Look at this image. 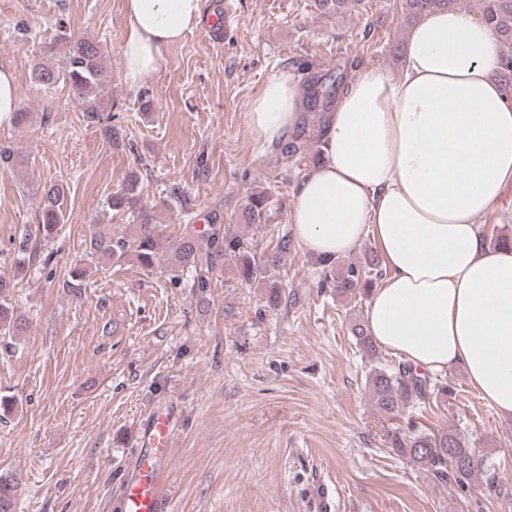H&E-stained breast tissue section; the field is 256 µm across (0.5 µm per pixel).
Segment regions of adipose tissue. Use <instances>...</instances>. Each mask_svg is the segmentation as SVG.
Here are the masks:
<instances>
[{"mask_svg": "<svg viewBox=\"0 0 512 512\" xmlns=\"http://www.w3.org/2000/svg\"><path fill=\"white\" fill-rule=\"evenodd\" d=\"M131 86L152 82L164 50L202 20L201 0H124ZM495 32L455 10L409 30L404 67L355 70L322 131L320 160L288 222L319 256L372 239L383 265L366 308L375 343L420 371L463 369L512 416V247L488 249L485 216L512 183V96ZM306 103L293 79L268 81L248 106L258 139L295 130Z\"/></svg>", "mask_w": 512, "mask_h": 512, "instance_id": "adipose-tissue-1", "label": "adipose tissue"}]
</instances>
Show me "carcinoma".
Listing matches in <instances>:
<instances>
[{
	"mask_svg": "<svg viewBox=\"0 0 512 512\" xmlns=\"http://www.w3.org/2000/svg\"><path fill=\"white\" fill-rule=\"evenodd\" d=\"M413 14L437 8H453L460 0H407ZM468 5L481 16L499 37L501 44V79L512 91V0H468ZM40 55L43 62L32 71V80L51 86L62 82L69 86L73 96L86 102L87 118L95 119L100 112L97 95L112 86V71L103 61L99 43L59 28L53 37L44 41ZM286 159L304 161L311 146L305 130H300L278 146ZM64 187L56 182L45 186L42 195L41 224L37 231L45 237L53 234L63 222ZM144 191L139 176L129 177L123 188L112 194L107 205L114 211L130 214L134 234L109 233L92 224L86 239L87 259L102 268L120 264L129 258L140 267L151 271L156 264L159 238L165 225L159 223L156 207L143 205ZM276 210L274 196L266 189H255L244 196L240 205V221L246 227L260 229L269 223ZM290 239L281 238L275 251L268 255L258 253L254 235L242 230L233 231L215 222L199 232L185 227L170 245L167 268L172 280L191 275L192 287L201 306L209 304L212 273L226 257L236 261L237 274L245 284L272 278V271L288 258ZM324 278L321 285H332L339 295L365 294L383 276L380 262L374 253L364 260L344 262L341 258L320 260ZM23 316L10 308L0 306V334L24 329ZM357 346L368 357L376 360L367 375V384L375 406L393 418L416 410L432 397L445 394L448 384L426 372L420 373L409 363L387 365L380 360L378 347L362 324L352 328ZM385 446L405 457L432 475L441 484L451 482L467 492L475 477L481 473V460L472 448L471 440L462 432L443 429L437 432L417 426L392 428L386 435ZM19 478L14 474H0V512H14L15 494Z\"/></svg>",
	"mask_w": 512,
	"mask_h": 512,
	"instance_id": "1",
	"label": "carcinoma"
}]
</instances>
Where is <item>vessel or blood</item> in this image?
Masks as SVG:
<instances>
[{
    "mask_svg": "<svg viewBox=\"0 0 512 512\" xmlns=\"http://www.w3.org/2000/svg\"><path fill=\"white\" fill-rule=\"evenodd\" d=\"M173 437L168 414L149 415L141 432L142 450L117 495L119 512H173L167 495Z\"/></svg>",
    "mask_w": 512,
    "mask_h": 512,
    "instance_id": "b4317fda",
    "label": "vessel or blood"
}]
</instances>
